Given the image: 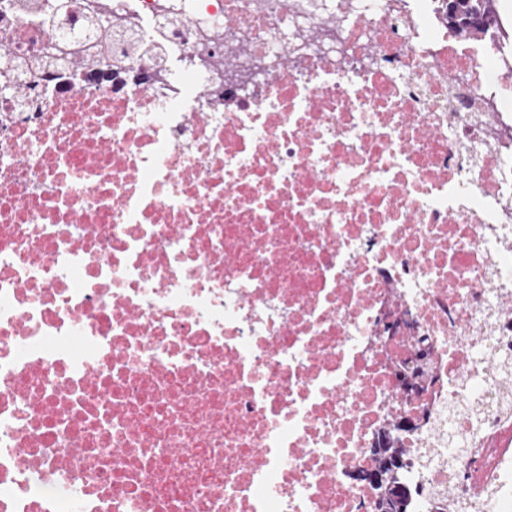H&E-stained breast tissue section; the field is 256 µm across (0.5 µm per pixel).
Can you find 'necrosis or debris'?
Wrapping results in <instances>:
<instances>
[{"label": "necrosis or debris", "instance_id": "1", "mask_svg": "<svg viewBox=\"0 0 512 512\" xmlns=\"http://www.w3.org/2000/svg\"><path fill=\"white\" fill-rule=\"evenodd\" d=\"M103 2L0 0V512H512V19Z\"/></svg>", "mask_w": 512, "mask_h": 512}]
</instances>
